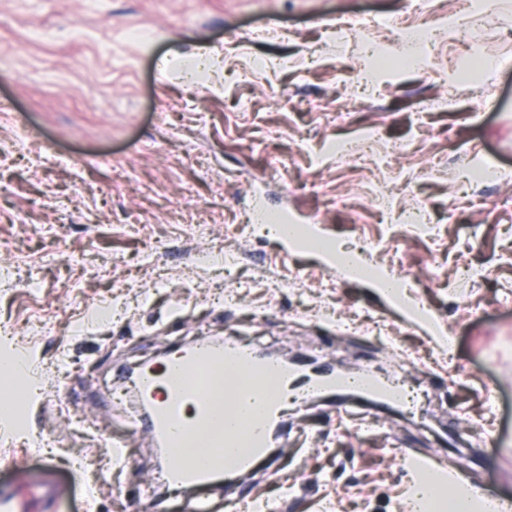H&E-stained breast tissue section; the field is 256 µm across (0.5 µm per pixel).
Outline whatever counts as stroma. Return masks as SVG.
<instances>
[{
	"label": "stroma",
	"mask_w": 512,
	"mask_h": 512,
	"mask_svg": "<svg viewBox=\"0 0 512 512\" xmlns=\"http://www.w3.org/2000/svg\"><path fill=\"white\" fill-rule=\"evenodd\" d=\"M383 13L411 19L410 0H0V325L16 350L39 355L47 403L27 426L59 443L54 512L187 506L162 497L149 432H129L104 385L198 336H257L265 352L337 370L398 356L434 404L429 433L338 399L308 407L289 419L271 464L232 494L199 488L193 498L229 496L239 512L254 498L261 512H408L403 460L427 453L512 500V70L480 58L477 77L457 83L474 47L465 28L441 25L424 69L378 77L359 99L340 74L365 70L363 39L333 32L351 15ZM277 88L309 111L280 106ZM419 94L432 110H417ZM338 103L349 110L341 123ZM370 126L391 163L337 159V141ZM115 154L130 183L110 184ZM273 157L284 163L275 178ZM481 165L500 179L478 182ZM386 183L392 207L377 216L370 196ZM469 188L484 191L485 208L470 206ZM338 194L348 205L328 206ZM419 203L427 237L396 221ZM254 207L340 247L364 236L360 259L392 278L406 272L410 305L313 252H283L261 225L241 222ZM201 214L214 222L200 233ZM325 306L344 318L372 311L389 333L340 337ZM103 307L114 313L105 328L95 320ZM85 427L128 441L137 464L71 466L74 453L108 454L81 439ZM468 427L487 447H468ZM3 455L16 462L0 466L1 491L43 464L18 445H0Z\"/></svg>",
	"instance_id": "stroma-1"
}]
</instances>
